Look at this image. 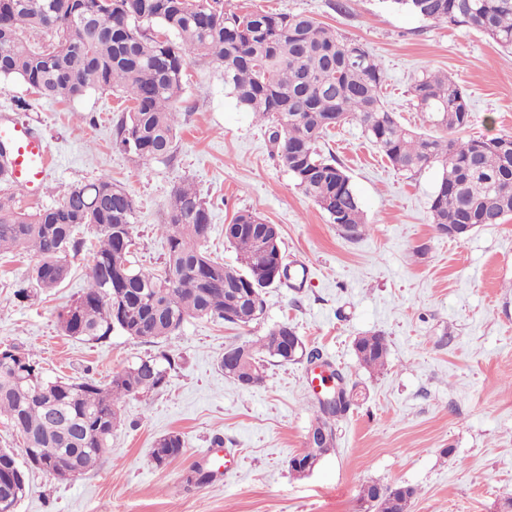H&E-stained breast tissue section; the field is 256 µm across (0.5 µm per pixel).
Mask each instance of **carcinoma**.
<instances>
[{
	"label": "carcinoma",
	"mask_w": 512,
	"mask_h": 512,
	"mask_svg": "<svg viewBox=\"0 0 512 512\" xmlns=\"http://www.w3.org/2000/svg\"><path fill=\"white\" fill-rule=\"evenodd\" d=\"M396 9L437 25L488 35L512 56V0H387ZM204 56L224 74L237 105L267 123L274 160L351 241L368 231L357 193L345 168L322 155L318 143L330 129L357 122L397 169L415 174L437 164L441 177L431 201L438 232L451 224H502L512 216V135L465 139L470 110L462 87L446 74L431 73L412 85L416 107L446 131L434 136L402 126L385 108L381 65L361 44L345 39L306 14L239 13L219 0H0V80L18 78L42 96L73 100L90 90L119 91L130 102L119 119L114 144L149 161L175 148L179 110L190 59ZM135 205L112 177L74 186L63 200L36 212L0 195V253L31 252L37 258L28 279L13 285L22 301L34 288L52 290L66 280L70 259L85 241L82 226L96 230L82 295L58 315L64 335L95 343L119 331L146 342L176 333L188 317L249 325L264 314L259 281L275 284L278 264L259 259L268 227L257 214L238 212L224 236L243 270L211 258L207 203L190 185L173 189L167 223L159 225L165 252L158 270L132 261ZM119 315L113 316L112 309ZM286 340L271 328L260 339L230 344L244 349L235 371L255 387L265 363L291 358ZM359 361L385 366L388 344L374 334L356 340ZM171 358H141L112 374L107 383L90 377L47 378L33 357L11 346L0 349V422L25 437L37 458L63 463L81 476L99 464L120 419L119 403L160 390ZM339 399L318 403L314 427L327 435L317 448L290 459L324 457L335 449L336 422L353 405L355 388L334 373ZM183 450L179 435L155 442L152 461L164 467ZM0 448V494L18 469ZM410 486L366 485L362 499L374 512H407Z\"/></svg>",
	"instance_id": "cac0c4a2"
}]
</instances>
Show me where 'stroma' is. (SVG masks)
<instances>
[{
    "mask_svg": "<svg viewBox=\"0 0 512 512\" xmlns=\"http://www.w3.org/2000/svg\"><path fill=\"white\" fill-rule=\"evenodd\" d=\"M225 0L241 11L307 14L361 44L381 64L383 100L405 127L436 134L410 89L429 72L466 92L468 135L512 134V63L487 36L426 22L387 0ZM29 111L16 109L20 100ZM172 159L144 161L114 145L124 103L118 93L74 101L38 96L18 79L0 80V113L43 136L53 157L43 191L32 197L0 184L33 212L58 204L74 186L111 176L135 204L136 259L157 267L164 251L172 189L192 182L209 203L207 249L225 264L237 254L224 226L242 210L280 231L288 285L267 289L261 319L246 327L187 318L182 329L150 343L113 333L102 343L63 335L58 313L80 295L95 232L69 277L25 301L14 283L33 255H0V345L31 353L52 378L110 379L135 361L169 354L175 367L159 391L129 396L98 466L61 482L30 471L17 512H366L364 486L414 487L409 512H500L512 493V219L485 224L463 240L440 235L430 205L441 177L433 165L416 175L393 168L357 123L337 126L321 143L345 167L371 230L347 240L271 160V146L208 58L191 59L178 104ZM295 327L329 370L357 382L360 395L336 425V449L300 475L289 466L305 447L319 394L307 362L272 363L264 382L245 389L220 368L224 348ZM388 342L381 369L360 364L358 337ZM180 435L182 455L156 467V440ZM227 451L224 476L199 482L214 443Z\"/></svg>",
    "mask_w": 512,
    "mask_h": 512,
    "instance_id": "35a3bbf8",
    "label": "stroma"
}]
</instances>
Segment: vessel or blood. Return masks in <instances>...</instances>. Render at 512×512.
<instances>
[{
  "label": "vessel or blood",
  "instance_id": "1",
  "mask_svg": "<svg viewBox=\"0 0 512 512\" xmlns=\"http://www.w3.org/2000/svg\"><path fill=\"white\" fill-rule=\"evenodd\" d=\"M0 140L8 142L12 153V179L23 191L38 190L50 160L42 137L28 125L0 116Z\"/></svg>",
  "mask_w": 512,
  "mask_h": 512
}]
</instances>
